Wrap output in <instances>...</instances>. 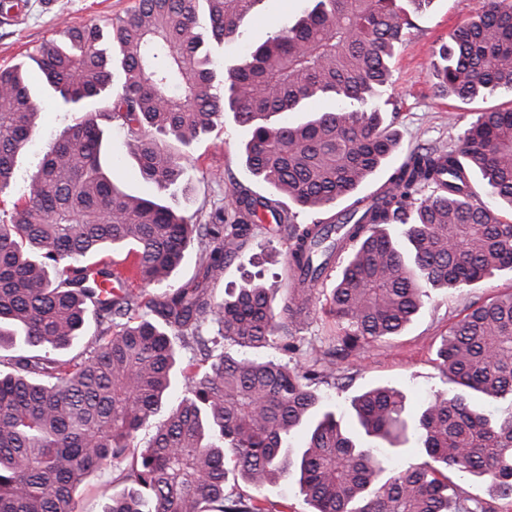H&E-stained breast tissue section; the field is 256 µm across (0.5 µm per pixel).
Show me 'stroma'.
Here are the masks:
<instances>
[{"instance_id": "obj_1", "label": "stroma", "mask_w": 512, "mask_h": 512, "mask_svg": "<svg viewBox=\"0 0 512 512\" xmlns=\"http://www.w3.org/2000/svg\"><path fill=\"white\" fill-rule=\"evenodd\" d=\"M134 2L56 0L55 9L50 11L44 0H23L20 19L0 17V66L28 65L32 93L41 105L39 130L17 159L14 191L24 189L39 157L79 118L78 113L46 105L42 79L37 68L30 65L32 55L65 26L105 24L125 15ZM307 6V0H261L246 20L241 36L225 42L218 51L219 56L223 57L225 65L237 64L250 45L264 40L285 20L295 19ZM478 6L479 0H434L427 11L414 16L413 28L396 49L389 85L376 100L399 138L400 149L361 187V194H368L384 183L391 167L400 164L409 151L423 145L440 148L456 145L473 114L512 104V90L507 88L496 89L468 103L434 93L435 49L440 39L468 22ZM105 137L114 159L112 173L121 187L144 196L156 195L157 187L141 178L137 162L127 153L125 129L116 124L106 127ZM244 137L243 129L228 119L186 147V174L176 195L169 198V205L191 220L203 221L216 208L228 205L232 184L267 195V188L249 173L241 160L240 145ZM287 247L284 235L277 233L274 225L260 224L225 268L220 281L205 282L196 255L190 251L175 272L172 285L176 288L204 285L220 297L225 290L251 280L275 289V301L280 304L292 285ZM509 290H512V274L508 272L496 273L462 295L443 289L432 290L417 318L401 335L337 357V367L353 376L347 389L329 391L342 415V426L348 429L353 425L352 398L377 386L401 389L407 397V414H415L429 394L445 387L436 361V349L449 323L470 302L480 303ZM335 334L333 319L323 310H316L297 335V360L305 364L319 356L331 346ZM123 490L116 470L108 468L93 473L85 482L78 508L80 512H102L106 495H117Z\"/></svg>"}]
</instances>
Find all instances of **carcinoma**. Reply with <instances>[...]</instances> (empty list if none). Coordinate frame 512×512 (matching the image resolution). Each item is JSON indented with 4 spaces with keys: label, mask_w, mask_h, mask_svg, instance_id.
Masks as SVG:
<instances>
[{
    "label": "carcinoma",
    "mask_w": 512,
    "mask_h": 512,
    "mask_svg": "<svg viewBox=\"0 0 512 512\" xmlns=\"http://www.w3.org/2000/svg\"><path fill=\"white\" fill-rule=\"evenodd\" d=\"M258 2L137 0L109 32L66 26L35 58L47 91L82 116L0 222V348L11 351L0 371V512H79L86 478L103 467L125 484L103 512H272L261 490L290 475L313 512H487L448 470L489 481L512 506V292L449 324L436 356L454 388L411 423L403 391L382 386L353 399L356 428L342 429L319 386L342 389L352 376L329 351L307 365L224 352L226 342L299 350L293 338L333 258L327 314L347 354L399 335L429 290L461 294L512 271V217L497 209L512 207V107L478 114L456 146L414 150L372 196H356L397 147L368 102L413 26L409 7L431 0H310L218 78L214 46L239 37ZM437 55L438 88L462 102L512 89V0H486ZM321 97L334 107L288 123ZM228 114L247 132L245 166L311 223L234 188L231 209L194 224L113 180L104 127L125 128L141 176L169 189L182 155L150 130L188 147ZM39 117L26 72L0 68V193ZM344 197L352 203L330 213ZM268 215L288 239L294 278L280 311L254 282L219 301L198 287L147 297L144 287L168 284L194 245L204 277L220 278L237 240ZM116 250L143 289L112 287ZM91 313L85 352L58 357ZM191 343L198 353L181 357ZM409 451L422 461L399 467ZM230 471L255 494L226 495Z\"/></svg>",
    "instance_id": "obj_1"
}]
</instances>
